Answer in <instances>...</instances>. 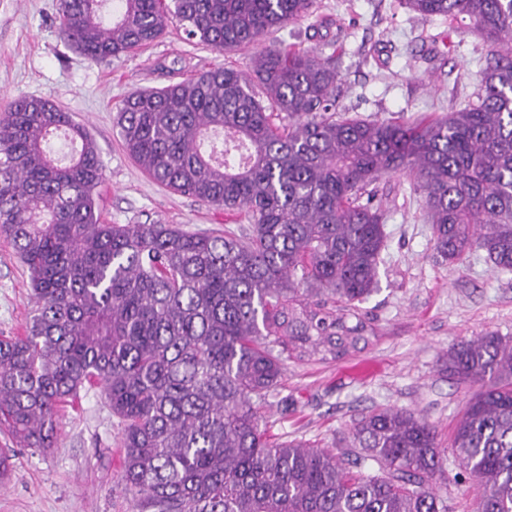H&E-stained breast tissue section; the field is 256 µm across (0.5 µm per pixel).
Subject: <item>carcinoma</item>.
I'll list each match as a JSON object with an SVG mask.
<instances>
[{
  "instance_id": "cac0c4a2",
  "label": "carcinoma",
  "mask_w": 512,
  "mask_h": 512,
  "mask_svg": "<svg viewBox=\"0 0 512 512\" xmlns=\"http://www.w3.org/2000/svg\"><path fill=\"white\" fill-rule=\"evenodd\" d=\"M59 0L61 38L94 63L155 42L169 20L218 51L315 16V0ZM489 48L471 102L417 121L340 112L336 55L273 47L249 73L217 67L129 94L124 151L158 184L244 216L239 234L105 224L102 161L71 113L22 97L0 117V228L28 268L35 308L0 337V432L55 447L59 412L97 387L120 427L134 512H448L435 427L380 408L334 448L275 441L259 403L285 361L338 360L376 336L360 304L379 288L386 213L377 183L406 173L444 260L486 252L512 271V0H402ZM64 134L68 158L50 151ZM486 387L453 449L473 512H512V338L448 352ZM366 460L379 473L360 471Z\"/></svg>"
}]
</instances>
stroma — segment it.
<instances>
[{
    "mask_svg": "<svg viewBox=\"0 0 512 512\" xmlns=\"http://www.w3.org/2000/svg\"><path fill=\"white\" fill-rule=\"evenodd\" d=\"M334 26L312 36L303 19L265 35L254 47L217 51L186 40L177 21L137 52L94 64L69 47L58 28V0H0V111L20 97H43L70 112L95 139L103 163L98 201L108 224H174L187 232L240 233L234 213L168 190L125 153L116 109L130 93L191 78L217 66L246 70L256 49L295 44L337 54L338 103L349 115L384 120L442 114L470 100L487 46L474 31H450L439 16L421 17L402 0H316ZM347 29L337 39L335 25ZM387 212L379 291L362 305L377 331L367 347L330 362L285 364L281 388L261 408L274 437L321 446L349 444L355 418L378 407L414 413L435 426L449 454L436 490L450 512H471L469 485L452 454L453 432L482 385L444 371L449 349L488 332L512 337V272L495 270L483 250L463 262L441 258L423 216L424 199L406 176L383 178ZM33 305L29 274L0 231V336L21 333ZM12 469L0 481V512H129L120 480L117 420L99 391L65 407L55 448L12 445Z\"/></svg>",
    "mask_w": 512,
    "mask_h": 512,
    "instance_id": "1",
    "label": "stroma"
}]
</instances>
